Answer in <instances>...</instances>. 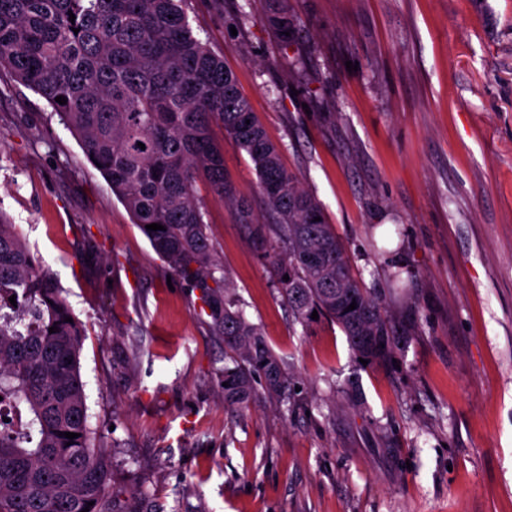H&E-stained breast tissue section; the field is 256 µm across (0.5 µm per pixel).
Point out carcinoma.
Returning a JSON list of instances; mask_svg holds the SVG:
<instances>
[{"label": "carcinoma", "instance_id": "carcinoma-1", "mask_svg": "<svg viewBox=\"0 0 512 512\" xmlns=\"http://www.w3.org/2000/svg\"><path fill=\"white\" fill-rule=\"evenodd\" d=\"M266 23L285 45L286 33L298 27L286 7ZM5 65L58 113L153 250L202 289L231 361L224 366L225 403L247 407L258 381L267 393L285 396L288 380L260 327L215 276L218 262L196 190L200 174L214 196L235 208L256 247L270 254L295 321L308 324L316 312L341 326L360 357L392 354L398 340L380 300L352 274L319 202L282 164L233 74L194 34L181 0H0ZM216 122L254 162L268 223H254L250 204L225 176L212 135ZM152 223L164 229H146ZM353 302L356 309L347 310ZM70 316L54 278L0 213V397L14 398L22 418L19 427L0 429V512H139L135 494L123 500L110 491V454L87 421L84 330L65 321Z\"/></svg>", "mask_w": 512, "mask_h": 512}]
</instances>
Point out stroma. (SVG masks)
<instances>
[{
  "instance_id": "35a3bbf8",
  "label": "stroma",
  "mask_w": 512,
  "mask_h": 512,
  "mask_svg": "<svg viewBox=\"0 0 512 512\" xmlns=\"http://www.w3.org/2000/svg\"><path fill=\"white\" fill-rule=\"evenodd\" d=\"M298 18L282 45L263 18ZM400 339L294 321L199 184L216 258L292 394L224 406V337L38 94L0 67V213L86 338L88 422L146 512H512V0H183ZM355 63L357 71L346 68ZM254 219L249 155L215 127Z\"/></svg>"
}]
</instances>
